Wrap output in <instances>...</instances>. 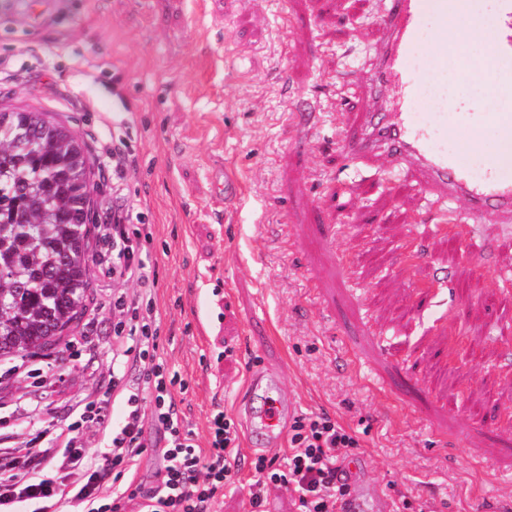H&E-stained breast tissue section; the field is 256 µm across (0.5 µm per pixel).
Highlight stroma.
Here are the masks:
<instances>
[{
  "instance_id": "obj_1",
  "label": "stroma",
  "mask_w": 512,
  "mask_h": 512,
  "mask_svg": "<svg viewBox=\"0 0 512 512\" xmlns=\"http://www.w3.org/2000/svg\"><path fill=\"white\" fill-rule=\"evenodd\" d=\"M386 0H0V110L44 113L79 139L94 221L131 201L152 235L159 342L188 383L198 441L223 408L242 471L217 512H248L255 478L240 404L276 377L292 416L327 413L357 435L350 496L400 512H512V226L474 239L384 157L339 145L379 45ZM122 139L121 180L99 144ZM241 194L224 198L225 178ZM91 303L54 349L0 357L13 456L31 424L65 427L112 384V243L90 240ZM435 297L417 306L422 286ZM46 367L42 378L29 369Z\"/></svg>"
}]
</instances>
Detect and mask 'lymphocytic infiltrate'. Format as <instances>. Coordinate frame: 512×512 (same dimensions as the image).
Segmentation results:
<instances>
[{
  "mask_svg": "<svg viewBox=\"0 0 512 512\" xmlns=\"http://www.w3.org/2000/svg\"><path fill=\"white\" fill-rule=\"evenodd\" d=\"M133 212V204H126L113 212L111 223L100 227L102 236L112 240L113 276L139 288L137 301L131 303L120 293L112 297L122 316L108 350L117 370L112 388L105 398L78 405L71 422L56 436L37 429L27 460L0 448V512H21L25 504L32 512H58L64 503L80 512H119L123 506L129 512H215L219 494L241 469L238 428L223 409L210 417L206 446H199L185 423L176 397L187 384L171 371L160 351L158 280L140 256L141 231L130 224ZM113 403L122 407L117 421L109 410ZM91 424L103 432L104 450L84 446L82 433ZM149 428L165 461L158 484L108 489L113 471L134 472ZM356 443L355 436L327 414L297 417L282 464L262 455L252 462L260 478L249 485L251 512H265L271 481L293 487L296 512H339L345 499L340 458L343 449Z\"/></svg>",
  "mask_w": 512,
  "mask_h": 512,
  "instance_id": "obj_1",
  "label": "lymphocytic infiltrate"
}]
</instances>
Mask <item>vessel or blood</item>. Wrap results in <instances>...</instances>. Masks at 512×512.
Masks as SVG:
<instances>
[{"instance_id":"1","label":"vessel or blood","mask_w":512,"mask_h":512,"mask_svg":"<svg viewBox=\"0 0 512 512\" xmlns=\"http://www.w3.org/2000/svg\"><path fill=\"white\" fill-rule=\"evenodd\" d=\"M453 12L452 0H387L378 22L380 45L366 84L368 95L382 97L383 106L378 112L359 113L358 133L344 137L341 147L359 157L384 153L394 171L412 177L436 200L465 198L467 224H458L454 214L447 211L442 212L440 221L449 228H460L469 237L476 231L475 220L487 213L495 214L501 223H512V165L492 154L483 176L477 179L467 162L473 151L470 140L479 131L493 129L500 143L512 146V112L481 103H451L444 97L427 101L422 97L424 87L447 73L448 59L430 55L431 68L427 71L410 66L421 18L426 13L432 16L435 37L444 42ZM486 46L491 67L462 62L456 79L483 81L495 96L512 89V0H498L497 22ZM250 419L252 437L284 433L278 396H266Z\"/></svg>"}]
</instances>
